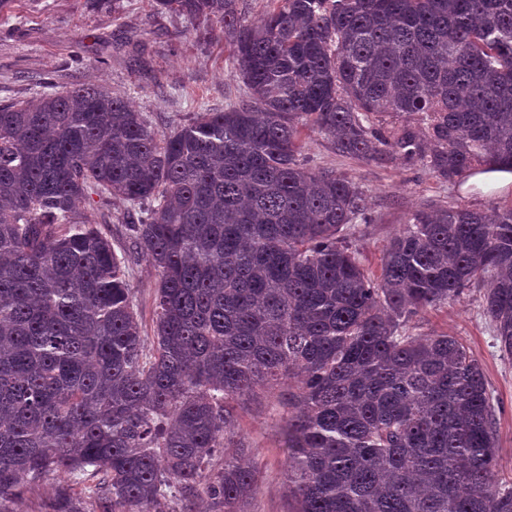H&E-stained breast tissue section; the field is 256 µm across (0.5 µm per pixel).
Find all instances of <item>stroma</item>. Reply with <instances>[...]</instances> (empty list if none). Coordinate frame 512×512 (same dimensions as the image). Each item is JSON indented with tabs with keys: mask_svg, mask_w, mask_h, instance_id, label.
Here are the masks:
<instances>
[{
	"mask_svg": "<svg viewBox=\"0 0 512 512\" xmlns=\"http://www.w3.org/2000/svg\"><path fill=\"white\" fill-rule=\"evenodd\" d=\"M222 34L192 28L173 11H157L153 0H17L0 13V103L43 94L46 82L69 88L92 83L127 98L159 130L193 113L221 110L250 92L228 64ZM309 167L329 169L355 183L368 197L372 220L357 227L360 259L381 272L390 237L418 208L490 210L512 203V184L484 183L466 174L447 182L401 158L366 161L338 153L314 133L303 152ZM419 334L458 337L479 359L498 406L500 479L512 481V359L500 354L482 314L481 294L421 312ZM242 435L257 470L247 512H288L283 484L284 436L270 412L250 404L239 412Z\"/></svg>",
	"mask_w": 512,
	"mask_h": 512,
	"instance_id": "obj_1",
	"label": "stroma"
}]
</instances>
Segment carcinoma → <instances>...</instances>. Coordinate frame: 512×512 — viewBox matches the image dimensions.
<instances>
[{
	"label": "carcinoma",
	"instance_id": "cac0c4a2",
	"mask_svg": "<svg viewBox=\"0 0 512 512\" xmlns=\"http://www.w3.org/2000/svg\"><path fill=\"white\" fill-rule=\"evenodd\" d=\"M268 2L155 0L231 42L250 100L221 112L159 132L95 84L0 105V512L50 474L75 476L52 512H247L235 402L265 393L290 512H512L480 361L411 330L477 288L512 358V204L414 211L375 276L367 196L301 158L316 132L450 182L512 172V0ZM127 210V203L119 200H112L111 206V224H98L106 231L112 240L114 249L119 254L123 248L128 246V235L125 221L122 219L124 212ZM130 284L138 296L139 313L144 332L147 336L153 334V304L152 293L156 279L154 269L145 261H139L130 266Z\"/></svg>",
	"mask_w": 512,
	"mask_h": 512
}]
</instances>
